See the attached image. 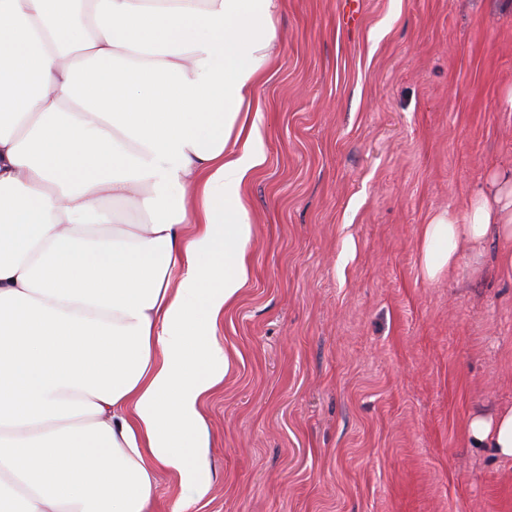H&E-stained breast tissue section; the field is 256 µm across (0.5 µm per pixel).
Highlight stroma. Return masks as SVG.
Wrapping results in <instances>:
<instances>
[{"mask_svg":"<svg viewBox=\"0 0 512 512\" xmlns=\"http://www.w3.org/2000/svg\"><path fill=\"white\" fill-rule=\"evenodd\" d=\"M284 0L246 194L253 279L216 326L191 512H512L469 419L512 406L497 244L436 281L422 224L512 168V0Z\"/></svg>","mask_w":512,"mask_h":512,"instance_id":"35a3bbf8","label":"stroma"}]
</instances>
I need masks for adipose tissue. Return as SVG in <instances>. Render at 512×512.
Instances as JSON below:
<instances>
[{
    "label": "adipose tissue",
    "instance_id": "1",
    "mask_svg": "<svg viewBox=\"0 0 512 512\" xmlns=\"http://www.w3.org/2000/svg\"><path fill=\"white\" fill-rule=\"evenodd\" d=\"M283 0H0V512H189L212 339L252 272L244 193ZM512 175L423 225L433 281L498 243ZM469 441L512 458V407ZM156 500L152 512H169L173 502L180 496L181 488L173 473L163 471L158 476Z\"/></svg>",
    "mask_w": 512,
    "mask_h": 512
}]
</instances>
